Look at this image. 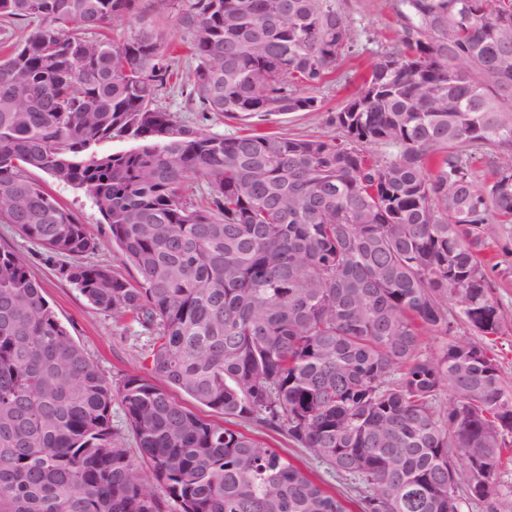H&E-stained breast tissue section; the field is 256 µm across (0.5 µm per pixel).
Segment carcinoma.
Segmentation results:
<instances>
[{"instance_id": "cac0c4a2", "label": "carcinoma", "mask_w": 512, "mask_h": 512, "mask_svg": "<svg viewBox=\"0 0 512 512\" xmlns=\"http://www.w3.org/2000/svg\"><path fill=\"white\" fill-rule=\"evenodd\" d=\"M175 2L186 69L146 0H0L1 21H39L0 55V219L148 331L155 374L118 386L134 452L112 383L0 248V512H351L172 387L305 449L358 512H496L482 486L512 464L493 435L512 389L482 345H422L451 332L450 302L485 337L503 328L482 255L491 220L512 223V0H400L397 45L330 117L340 141L225 137L158 104L176 86L203 114L320 111L309 92L357 38L336 0ZM117 21L134 33L94 36ZM35 172L92 197L132 278L82 261L100 242Z\"/></svg>"}]
</instances>
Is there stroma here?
<instances>
[{"instance_id": "stroma-1", "label": "stroma", "mask_w": 512, "mask_h": 512, "mask_svg": "<svg viewBox=\"0 0 512 512\" xmlns=\"http://www.w3.org/2000/svg\"><path fill=\"white\" fill-rule=\"evenodd\" d=\"M336 5L346 13L359 38L351 53L339 60L331 80L318 89L321 111L293 112L245 125L217 115L205 120L199 113L186 111L178 89L170 87L162 91L160 105L173 112L178 119L205 125L213 132L227 136L248 132L258 135L286 133L331 140L343 138V131L330 122L329 116L355 92L369 67L396 43L401 29V6L399 0H336ZM36 178L47 184L61 204L76 214L93 237L102 239L101 249L86 255V262L105 263L118 272H125L119 250L106 241L107 226L89 195L83 190L53 183L49 176L41 172L37 173ZM0 247L15 250L27 257L29 271L43 287L46 300L112 385H120L124 376L132 372L151 377L148 337L138 332L135 323L115 321L111 314L91 307L73 286L60 279L57 263L46 261L41 249L12 225L0 223ZM487 256L495 264L489 272L494 284L493 296L507 317L494 349L503 379L506 384L512 385V224L499 226L490 242ZM238 428L247 435L281 448L294 463L309 468L317 475H324V465L311 459L305 449L289 442L281 434L246 420L239 421Z\"/></svg>"}]
</instances>
